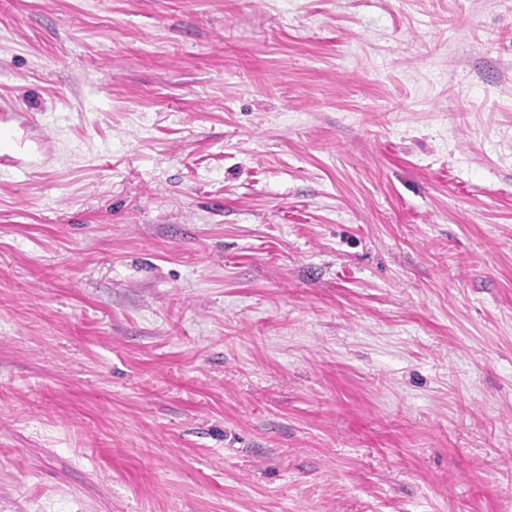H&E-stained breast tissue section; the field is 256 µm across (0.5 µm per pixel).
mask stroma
<instances>
[{
    "instance_id": "35a3bbf8",
    "label": "stroma",
    "mask_w": 512,
    "mask_h": 512,
    "mask_svg": "<svg viewBox=\"0 0 512 512\" xmlns=\"http://www.w3.org/2000/svg\"><path fill=\"white\" fill-rule=\"evenodd\" d=\"M0 126V512H512V0H0Z\"/></svg>"
}]
</instances>
